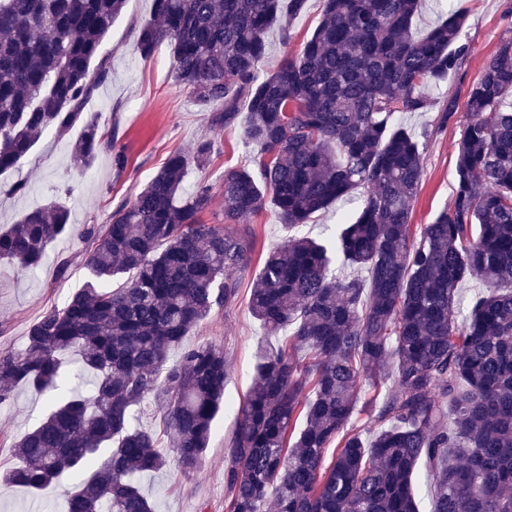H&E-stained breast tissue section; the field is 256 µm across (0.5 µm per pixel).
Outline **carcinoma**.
Masks as SVG:
<instances>
[{
	"label": "carcinoma",
	"mask_w": 512,
	"mask_h": 512,
	"mask_svg": "<svg viewBox=\"0 0 512 512\" xmlns=\"http://www.w3.org/2000/svg\"><path fill=\"white\" fill-rule=\"evenodd\" d=\"M308 0H154L138 29L149 57L170 44L179 83L219 110L224 126L247 104L244 135L261 150L255 172H224V223L207 224L209 189L183 193L189 166L216 142L174 153L104 224L82 237L89 280L30 325L24 350H0V408L27 384L51 395L41 420L12 443L0 481L39 492L67 475V512H155L138 479L203 468L224 404L221 345L169 352L235 300L251 241L232 226L266 195L292 229L359 188L363 206L332 248L292 237L263 262L250 311L277 347L258 343L253 386L237 408L224 466V512H418L417 467L434 483L432 512H512V36L466 92L451 205L412 235L423 144L394 123L431 107L425 89L458 73L469 44L453 11L424 36L419 0H323L299 49L265 72L267 32ZM126 0H0V174L42 134L78 122L89 67ZM112 152L91 122L73 146L90 167ZM71 232L66 203L35 208L0 230V261L41 266ZM346 261L368 278L343 279ZM487 293L458 320L470 278ZM77 356V368L66 357ZM393 389L379 409L362 401ZM161 408L173 454L134 424ZM366 443L347 429L356 412ZM331 458H326L328 450Z\"/></svg>",
	"instance_id": "1"
}]
</instances>
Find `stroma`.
I'll return each instance as SVG.
<instances>
[{"label":"stroma","mask_w":512,"mask_h":512,"mask_svg":"<svg viewBox=\"0 0 512 512\" xmlns=\"http://www.w3.org/2000/svg\"><path fill=\"white\" fill-rule=\"evenodd\" d=\"M452 8L467 15L464 40L470 52L452 82L427 88L433 109L408 112L401 117L409 132L426 138L421 189L410 218L416 227L431 223L448 207L454 193L457 148L467 112L458 110L455 118L444 125L438 104L448 96L464 95L495 55L501 39L512 36V0H420L413 20L414 33L425 34ZM321 14V0H308L306 11L289 21L293 38L287 44L282 43L279 29H272L269 64H277L285 52L296 51L312 35ZM152 15L153 0H127L101 46L99 57L105 62L107 76L97 82L84 107L86 118L97 123L101 132L113 135L116 148L124 152V173L116 174L108 151L100 152L90 168L80 169L73 164L71 148L82 132L81 125H74L62 135L48 131L14 170L0 176V224L15 223L31 209L48 204L67 186L72 189L68 205L73 224L106 223L117 204L131 199L169 154L189 152L205 136L215 139L216 150L206 166H189L183 189L190 194L198 185H207L212 205L203 220L208 224L223 223L224 172L233 168L255 170L259 150L246 143L243 122L226 127L212 125L213 108L200 104L175 80L169 44H160L151 57L140 55L137 31ZM19 181L26 182V192L12 193V185ZM364 196V190H356L328 210L315 213L294 233L330 241L337 224L362 206ZM238 229L250 233L252 250L247 265L237 274V298L230 307L213 313L184 340L188 346L210 342L223 346L230 365L224 387L227 406L216 418L205 467L197 477L184 478L173 468L140 477L142 490L157 502L156 512H224L225 457L237 425L236 408L252 383L256 346L264 339L274 346L282 342L278 336L265 337L248 305L250 288L264 258L291 232L282 226L269 203L239 224ZM85 248L82 238L73 234L49 245L45 262L37 271L23 273L0 262V348L23 349L29 326L47 310L62 306L72 292L84 285ZM63 261L67 262L68 271L62 276L58 265ZM45 402V395L21 385L15 390L12 405L0 408V470L14 464L12 443L32 427ZM70 487L67 478L36 494L21 487L0 485V512H65Z\"/></svg>","instance_id":"35a3bbf8"}]
</instances>
